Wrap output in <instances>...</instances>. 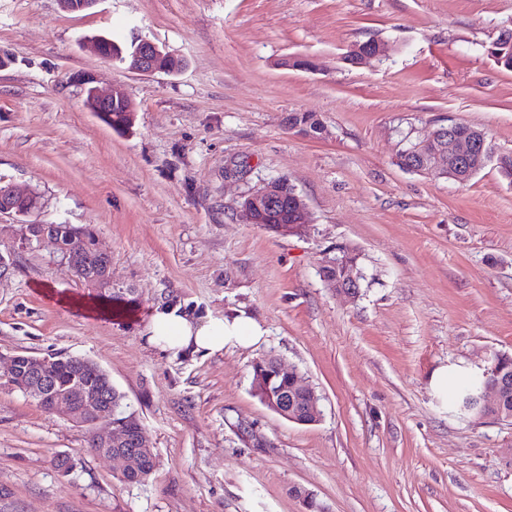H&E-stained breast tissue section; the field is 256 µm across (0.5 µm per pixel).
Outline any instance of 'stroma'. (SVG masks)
Here are the masks:
<instances>
[{
    "mask_svg": "<svg viewBox=\"0 0 512 512\" xmlns=\"http://www.w3.org/2000/svg\"><path fill=\"white\" fill-rule=\"evenodd\" d=\"M512 0H0V181L36 191V224H91L111 257L104 304L51 243L15 242L0 280V353L93 360L139 416L147 483L91 452L84 427L13 388L0 364V512H512V424L441 408L442 377L512 355V184L487 165L461 185L401 169L439 121L512 149V69L490 48ZM149 39L184 60L133 72L83 49L94 34ZM379 40L389 54L345 55ZM310 56L318 69L285 66ZM118 87L122 130L75 77ZM312 112L324 138L288 130ZM286 178L312 222L247 223L246 194ZM358 255L360 294L336 295L326 253ZM244 310L261 342L165 353L151 309ZM276 356L320 398L313 425L268 408L252 364ZM76 455L67 477L55 455ZM113 97L110 99L111 104L105 106V112L103 110L98 111V108H103L108 103L106 99H100V105L97 97L86 94L85 104L94 112H99L102 119L112 127L120 129L131 127L133 117L127 100L123 96H116L115 100Z\"/></svg>",
    "mask_w": 512,
    "mask_h": 512,
    "instance_id": "obj_1",
    "label": "stroma"
}]
</instances>
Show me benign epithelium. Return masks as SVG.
Masks as SVG:
<instances>
[{"label":"benign epithelium","mask_w":512,"mask_h":512,"mask_svg":"<svg viewBox=\"0 0 512 512\" xmlns=\"http://www.w3.org/2000/svg\"><path fill=\"white\" fill-rule=\"evenodd\" d=\"M132 43L134 53L127 64V69L143 73L168 70V67L163 64L164 52L156 43L141 37L135 38ZM387 54L386 47L370 50L353 45L346 58L350 64L356 66ZM287 124L289 129H299L313 138H318L325 133L322 124L311 126L295 120L292 114L288 116ZM487 145L488 135L485 131L470 129L462 123H448L438 125L425 139L418 141L414 151L420 159V169L437 170L449 179L460 183L464 170L470 166L475 155L483 151ZM24 195L26 192L17 186L0 182V218L13 219L15 240L20 244L28 245L34 235L40 242L47 239L56 246L60 264L66 269L73 268L76 253L69 242L62 241L48 225L29 224L22 220V212L16 208L14 201ZM282 200L290 204L289 219L279 222L270 221L269 215L277 212L276 204ZM242 209L249 223L260 224L282 236L300 234L310 224L306 203L285 178L272 179L249 194L242 203ZM320 271L323 279L333 285L336 293L348 298L359 295L360 273L357 271L355 260L345 255L327 257L323 260ZM71 360L83 371L93 372L101 382L109 387L112 386L106 371L92 360L80 356H73ZM8 362L7 378L11 385L17 384L22 389L33 393L45 410L61 412L80 426H91L95 447L109 449L105 456L120 461L122 470L129 469L132 465V457L128 453L121 450L110 451V448L115 446L119 448L130 441L125 430L113 425L108 434L102 435L96 429L101 418L111 416L112 411L111 407L103 405L97 411L89 412V404L97 399V391L93 386L76 378L70 385V397L64 400L55 392V372L50 358L14 354L8 356ZM295 381L296 389L278 395V411L284 418L298 423L318 419V403L313 389L298 377ZM507 390L508 385L503 381L482 382L473 398L472 417L480 420L495 416L499 420L511 422L512 413H503Z\"/></svg>","instance_id":"7a95c632"}]
</instances>
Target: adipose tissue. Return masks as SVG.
Masks as SVG:
<instances>
[{
    "label": "adipose tissue",
    "instance_id": "adipose-tissue-1",
    "mask_svg": "<svg viewBox=\"0 0 512 512\" xmlns=\"http://www.w3.org/2000/svg\"><path fill=\"white\" fill-rule=\"evenodd\" d=\"M144 331L149 342L162 351L205 356L254 345L265 334L263 326L246 313L203 316L180 302L154 308Z\"/></svg>",
    "mask_w": 512,
    "mask_h": 512
}]
</instances>
